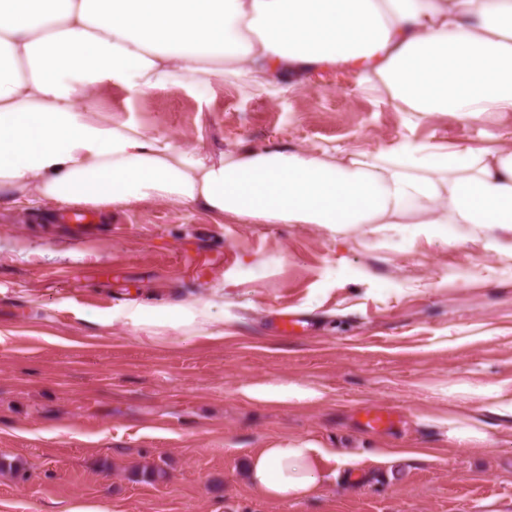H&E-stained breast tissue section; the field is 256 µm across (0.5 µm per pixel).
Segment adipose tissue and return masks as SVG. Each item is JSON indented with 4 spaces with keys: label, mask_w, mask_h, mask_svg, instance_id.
<instances>
[{
    "label": "adipose tissue",
    "mask_w": 512,
    "mask_h": 512,
    "mask_svg": "<svg viewBox=\"0 0 512 512\" xmlns=\"http://www.w3.org/2000/svg\"><path fill=\"white\" fill-rule=\"evenodd\" d=\"M407 113L470 126L512 112V0H0V198L107 216L148 200L245 224H493L512 230V147L405 138L379 153L246 145L216 155L112 118L97 90L184 91L225 76L277 99L319 70ZM209 304L124 317L202 326ZM326 449L251 455L252 487L301 499Z\"/></svg>",
    "instance_id": "1"
}]
</instances>
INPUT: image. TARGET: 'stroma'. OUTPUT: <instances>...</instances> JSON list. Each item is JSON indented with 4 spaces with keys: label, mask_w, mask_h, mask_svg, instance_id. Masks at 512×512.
Here are the masks:
<instances>
[{
    "label": "stroma",
    "mask_w": 512,
    "mask_h": 512,
    "mask_svg": "<svg viewBox=\"0 0 512 512\" xmlns=\"http://www.w3.org/2000/svg\"><path fill=\"white\" fill-rule=\"evenodd\" d=\"M208 95L203 110L182 91L96 100L204 153L512 147V112L412 126L340 69L276 101L229 80ZM511 238L491 224H242L157 201L64 223L1 200L0 512H512ZM206 302L203 330L124 317ZM290 313L312 332L282 333ZM377 410L390 424L367 427ZM300 442L330 451L318 490L257 492L250 455Z\"/></svg>",
    "instance_id": "stroma-1"
}]
</instances>
